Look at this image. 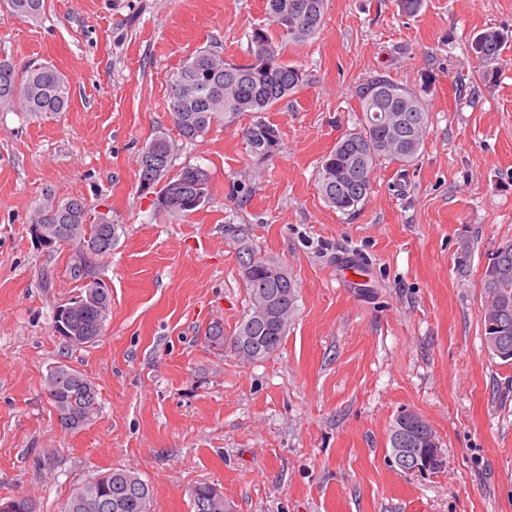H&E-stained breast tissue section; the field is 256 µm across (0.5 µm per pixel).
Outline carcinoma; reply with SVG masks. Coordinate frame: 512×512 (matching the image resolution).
<instances>
[{"instance_id": "cac0c4a2", "label": "carcinoma", "mask_w": 512, "mask_h": 512, "mask_svg": "<svg viewBox=\"0 0 512 512\" xmlns=\"http://www.w3.org/2000/svg\"><path fill=\"white\" fill-rule=\"evenodd\" d=\"M7 16L39 21L47 0H0ZM271 28H258L250 35V58L244 63L228 62L219 51L202 48L187 58L168 80V110L180 140L193 143L205 136L213 124L232 123L248 116L242 134L256 162L267 161L261 143L279 130L264 118L278 102L307 84V74L298 65L282 59L286 48L318 34L325 21L326 0H266ZM507 37L495 29L475 36L481 44L479 77L486 83L496 79L501 48ZM362 112L360 128L347 133L323 156L317 170L318 186L324 200L337 211L355 210L371 189V176L381 159L408 167L415 160L428 124V107L407 86L389 75L365 79L356 90ZM69 105V82L52 64L37 59L19 67L0 59V112H29L34 115L64 112ZM177 144L165 133L155 135L138 154L139 180L153 174L167 189L177 191L185 202L170 215L187 216L200 209L194 203L195 187L187 180L195 170L205 200H211L210 175L201 167L185 165L173 173L172 161ZM31 221L52 225L62 244L72 236L93 242L118 239L119 225L103 212H94L78 198L60 200L45 194L34 207ZM226 235L236 246L238 258L254 260L258 266L271 265L272 259L258 256L250 228L246 224L224 225ZM249 305L236 327L231 342L239 336H259L265 349L262 357L275 354L286 336L281 318L295 308L297 289L293 281L273 283L264 278L243 279ZM485 304L481 312L484 341L489 348L506 353L503 362H512V240L500 244L491 254L483 275ZM265 295V318L257 319L255 301ZM85 374L59 364L46 379L48 400L55 410L68 407L87 414L86 421L60 423L66 431H78L95 420L99 413L98 390ZM437 440L434 430L418 434L409 455L426 456ZM111 481L106 497L112 500L107 512H153V490L134 471L117 469L107 473Z\"/></svg>"}]
</instances>
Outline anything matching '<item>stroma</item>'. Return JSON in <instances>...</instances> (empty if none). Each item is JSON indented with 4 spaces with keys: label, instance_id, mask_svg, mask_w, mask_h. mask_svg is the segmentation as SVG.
I'll list each match as a JSON object with an SVG mask.
<instances>
[{
    "label": "stroma",
    "instance_id": "stroma-1",
    "mask_svg": "<svg viewBox=\"0 0 512 512\" xmlns=\"http://www.w3.org/2000/svg\"><path fill=\"white\" fill-rule=\"evenodd\" d=\"M327 3L322 31L283 55L309 81L264 114L281 135L272 159L256 164L236 122L180 146L174 166L211 177V203L187 216L154 211L138 153L177 135L170 74L212 44L245 60L265 0H48L42 23L0 19V58L44 59L71 88L68 111L0 112V498L63 512L74 486L123 468L148 481L154 512H194L201 483L227 512H512V364L491 357L481 325L486 263L512 239V0H423L413 17L396 0ZM489 27L508 41L486 84L470 43ZM378 73L425 100L429 125L413 164L380 161L347 215L317 169ZM47 192L119 226L96 269L111 313L82 346L52 329L82 288L71 251L28 230ZM230 222L251 225L297 285L283 344L260 361L204 338L215 320L234 335L247 308ZM60 363L99 391L77 432L45 393ZM405 411L436 432L438 472L390 467Z\"/></svg>",
    "mask_w": 512,
    "mask_h": 512
}]
</instances>
